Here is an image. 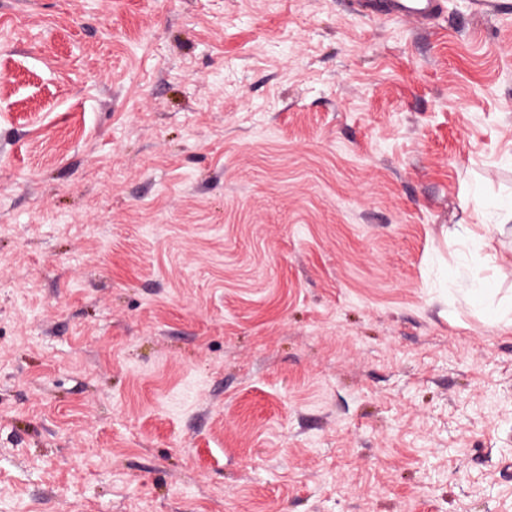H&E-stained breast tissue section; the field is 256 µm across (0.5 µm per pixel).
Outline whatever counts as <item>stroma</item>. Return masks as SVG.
<instances>
[{"label": "stroma", "mask_w": 512, "mask_h": 512, "mask_svg": "<svg viewBox=\"0 0 512 512\" xmlns=\"http://www.w3.org/2000/svg\"><path fill=\"white\" fill-rule=\"evenodd\" d=\"M353 2L0 0V512H512V0ZM442 0H356L358 10L369 17H392L421 25L433 24L442 13Z\"/></svg>", "instance_id": "1"}]
</instances>
